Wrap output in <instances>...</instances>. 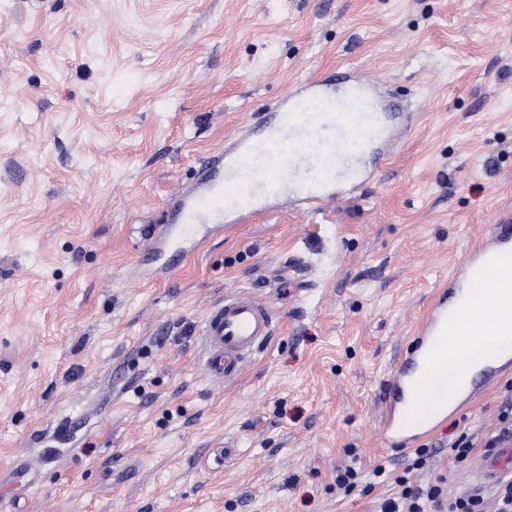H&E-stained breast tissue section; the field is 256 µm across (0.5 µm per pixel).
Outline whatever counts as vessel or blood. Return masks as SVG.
Instances as JSON below:
<instances>
[{
  "mask_svg": "<svg viewBox=\"0 0 512 512\" xmlns=\"http://www.w3.org/2000/svg\"><path fill=\"white\" fill-rule=\"evenodd\" d=\"M376 79L353 73L341 82L307 77L290 84L277 112L257 123H245L224 147L198 169L192 187L170 200L165 223L146 229L156 253L178 247L187 257L204 243L202 224L221 231L265 211L281 200L312 213L349 195L367 179L366 161L347 172L336 168V150L357 138L387 141L397 134L388 121V105ZM512 260V219L503 218L484 241L458 262L442 287L414 339L399 358L389 384L382 434L399 448L414 447L445 417L442 408L414 412L409 394L420 366L444 348L460 305L459 285L481 287L496 261ZM275 314L246 291L225 293L205 315L201 336L208 376L236 381L255 355L274 336ZM512 367V342H504L497 361L487 364L479 380H459L456 408L468 406ZM480 469L487 478L512 475V445L492 449Z\"/></svg>",
  "mask_w": 512,
  "mask_h": 512,
  "instance_id": "obj_1",
  "label": "vessel or blood"
}]
</instances>
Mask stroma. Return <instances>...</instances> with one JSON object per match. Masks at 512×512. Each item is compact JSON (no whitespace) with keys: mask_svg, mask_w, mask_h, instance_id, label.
<instances>
[{"mask_svg":"<svg viewBox=\"0 0 512 512\" xmlns=\"http://www.w3.org/2000/svg\"><path fill=\"white\" fill-rule=\"evenodd\" d=\"M342 69L416 117L366 183L144 253L209 152ZM509 210L512 0H0V512H375L392 486L336 472L410 464L382 436L392 370ZM236 290L277 330L216 383L199 328ZM510 381L440 419L414 483L495 512L448 450L482 455Z\"/></svg>","mask_w":512,"mask_h":512,"instance_id":"1","label":"stroma"}]
</instances>
